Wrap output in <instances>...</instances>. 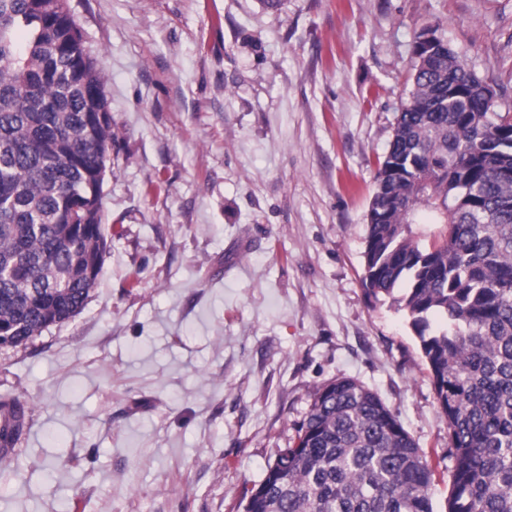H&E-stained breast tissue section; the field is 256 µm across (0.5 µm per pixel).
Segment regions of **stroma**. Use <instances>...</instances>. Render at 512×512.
<instances>
[{
  "label": "stroma",
  "instance_id": "35a3bbf8",
  "mask_svg": "<svg viewBox=\"0 0 512 512\" xmlns=\"http://www.w3.org/2000/svg\"><path fill=\"white\" fill-rule=\"evenodd\" d=\"M105 77L109 248L82 312L0 347L30 417L0 512H243L316 386L375 391L450 490L405 315L362 283L374 176L438 29L512 108V0H70Z\"/></svg>",
  "mask_w": 512,
  "mask_h": 512
}]
</instances>
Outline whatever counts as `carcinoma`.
<instances>
[{
    "instance_id": "obj_1",
    "label": "carcinoma",
    "mask_w": 512,
    "mask_h": 512,
    "mask_svg": "<svg viewBox=\"0 0 512 512\" xmlns=\"http://www.w3.org/2000/svg\"><path fill=\"white\" fill-rule=\"evenodd\" d=\"M374 176L362 286L403 311L448 427L445 512H512V112L427 28ZM105 78L69 0H0V325L27 344L79 314L103 267ZM94 268L93 275L88 269ZM29 405L0 395V440ZM435 473L381 398L317 387L244 512H434Z\"/></svg>"
}]
</instances>
